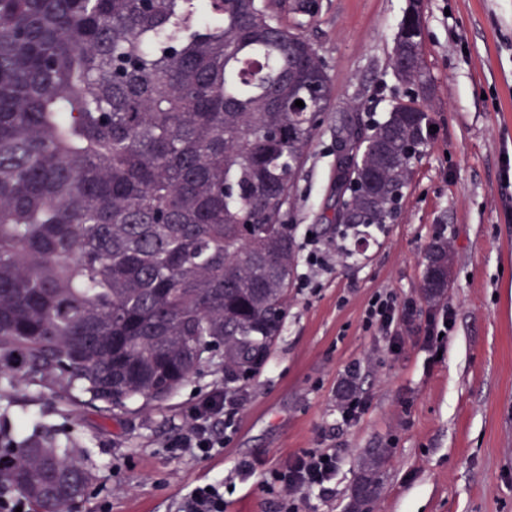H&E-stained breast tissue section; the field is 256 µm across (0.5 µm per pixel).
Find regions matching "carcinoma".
I'll list each match as a JSON object with an SVG mask.
<instances>
[{
    "label": "carcinoma",
    "instance_id": "carcinoma-1",
    "mask_svg": "<svg viewBox=\"0 0 512 512\" xmlns=\"http://www.w3.org/2000/svg\"><path fill=\"white\" fill-rule=\"evenodd\" d=\"M285 0H0V393L61 383L103 414L160 405L221 349L247 379L278 336L296 271L284 217L329 77ZM418 11L392 66L427 94ZM304 107L295 106V101ZM336 164L334 223L399 212L430 119L395 103ZM424 290H448V242ZM381 448L353 488L379 490ZM94 474L46 426L0 428V484L72 512Z\"/></svg>",
    "mask_w": 512,
    "mask_h": 512
}]
</instances>
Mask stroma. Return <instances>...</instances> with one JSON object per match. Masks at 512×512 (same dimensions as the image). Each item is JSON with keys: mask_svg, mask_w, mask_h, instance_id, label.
<instances>
[{"mask_svg": "<svg viewBox=\"0 0 512 512\" xmlns=\"http://www.w3.org/2000/svg\"><path fill=\"white\" fill-rule=\"evenodd\" d=\"M407 0H317L312 14L283 22L307 38L329 76V105L293 185L286 217L296 240L330 231L336 135L344 115L383 119L406 100L391 55ZM423 51L432 78L434 138L413 167L394 223L318 277L316 291L292 287L286 317L250 380L225 382L206 367L159 407L101 415L68 404L58 387L0 396V426L26 436L40 424L87 456L96 491L74 512H175L192 486L226 475L227 512H275L267 471L318 444L321 428L341 464L336 494L304 512H346L366 452L387 458L366 512H512V0H425ZM448 242L450 287L440 301L423 291L425 252ZM414 299L418 316L397 347L363 327L375 292ZM453 311L440 359L424 347L427 317ZM359 364L366 405L343 424L338 394ZM244 393L236 431L207 460L172 455L184 411L217 386ZM252 474L232 476L235 462Z\"/></svg>", "mask_w": 512, "mask_h": 512, "instance_id": "obj_1", "label": "stroma"}]
</instances>
